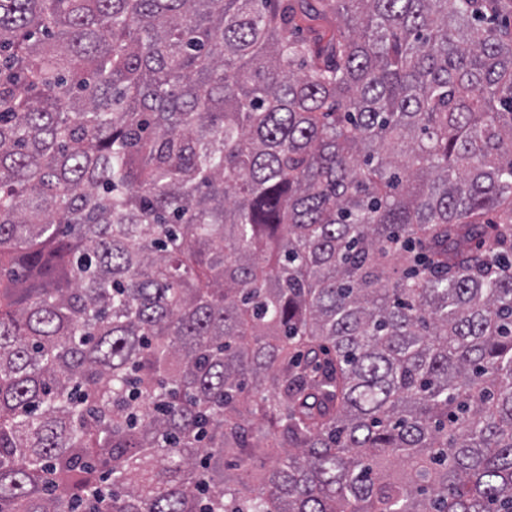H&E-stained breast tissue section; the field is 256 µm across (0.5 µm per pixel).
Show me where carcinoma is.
<instances>
[{"mask_svg": "<svg viewBox=\"0 0 512 512\" xmlns=\"http://www.w3.org/2000/svg\"><path fill=\"white\" fill-rule=\"evenodd\" d=\"M0 512H512V0H0Z\"/></svg>", "mask_w": 512, "mask_h": 512, "instance_id": "carcinoma-1", "label": "carcinoma"}]
</instances>
